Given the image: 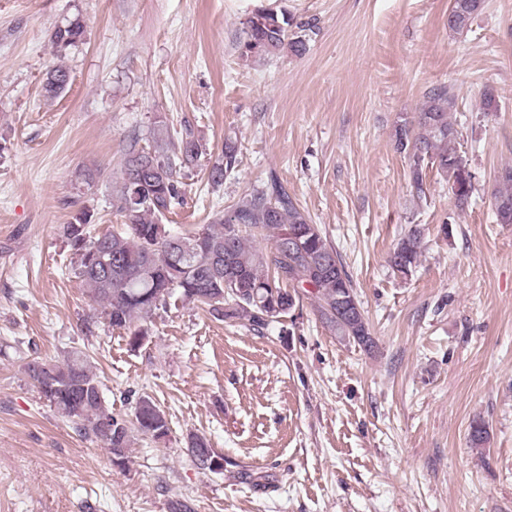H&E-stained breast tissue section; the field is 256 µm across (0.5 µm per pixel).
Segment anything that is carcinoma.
Returning <instances> with one entry per match:
<instances>
[{
    "label": "carcinoma",
    "instance_id": "1",
    "mask_svg": "<svg viewBox=\"0 0 512 512\" xmlns=\"http://www.w3.org/2000/svg\"><path fill=\"white\" fill-rule=\"evenodd\" d=\"M481 12L476 0H451L448 28L462 32ZM291 27L286 15L256 9L245 22L242 55L269 56L285 48L302 53L305 42L290 36ZM83 38L84 27L78 20L57 27L51 36L53 54L62 56ZM69 82L64 66H52L43 80L44 96L58 97ZM455 108L452 88L430 90L416 119L396 128L394 145L410 161L416 193H424L426 170L433 167L463 207L474 184L457 148L458 132L450 117ZM204 151L190 129L179 133L175 151L161 142L146 149L138 139H131L113 197V207L125 218L124 228L90 236L92 214L86 207L62 225L61 236L76 257L73 273L84 282L107 323L128 331L130 345L138 346L148 336L156 311L182 300L205 306L218 320L246 321L262 328L286 317L303 292L315 299L325 326L361 348H372L374 337L364 311L356 309L359 301L336 249L277 178L240 197L230 211L215 215L199 230L187 236L171 233L163 219L182 202V178L197 166ZM236 162L237 146L227 139L222 156L209 170L210 183L222 185ZM500 173L495 191L497 219L512 224V168ZM299 229L307 230L304 245L288 247V236ZM258 237L271 242L268 251L255 248L253 241ZM219 249L224 254L220 267L214 262ZM420 253L421 233L411 228L390 255V266L406 275ZM24 369L40 393L55 394L51 404L55 412L82 436L102 442L109 457H118L121 468L130 462L137 436L159 440L168 435L165 414L147 396L137 401L133 418L112 415L99 376L80 351H71L56 363L27 362ZM109 418L114 429L108 433L105 420ZM186 451L201 470L217 456L200 434L187 437Z\"/></svg>",
    "mask_w": 512,
    "mask_h": 512
}]
</instances>
